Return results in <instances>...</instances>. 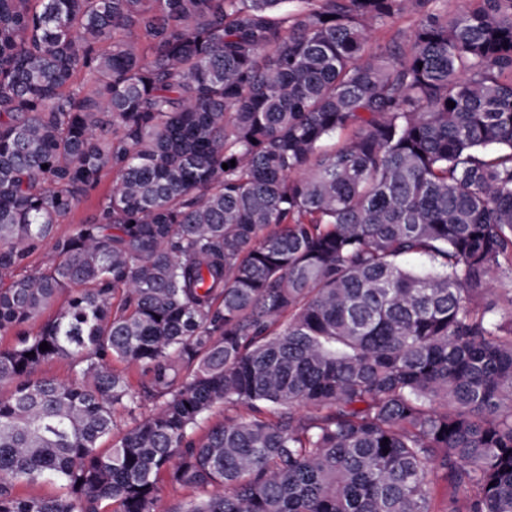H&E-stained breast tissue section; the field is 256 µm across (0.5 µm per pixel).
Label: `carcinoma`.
I'll return each mask as SVG.
<instances>
[{"instance_id": "carcinoma-1", "label": "carcinoma", "mask_w": 512, "mask_h": 512, "mask_svg": "<svg viewBox=\"0 0 512 512\" xmlns=\"http://www.w3.org/2000/svg\"><path fill=\"white\" fill-rule=\"evenodd\" d=\"M503 267L512 0H0V512H512ZM416 24V17L406 15L394 19L387 26L374 30L370 34L369 44L372 47L383 46L393 37L399 35L402 38L408 37ZM112 188V170L102 172L97 188L67 215L60 218L56 224V234L68 235L74 232L79 224L85 222L94 214L97 204L107 196ZM193 497L194 493L189 489L173 487L167 483H161L154 510L155 512H169V510L177 504L188 501Z\"/></svg>"}]
</instances>
